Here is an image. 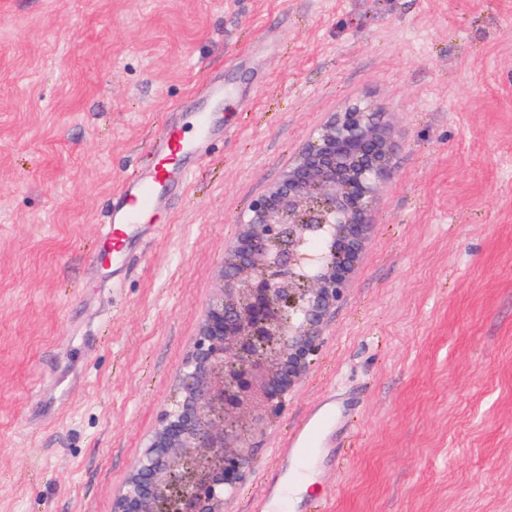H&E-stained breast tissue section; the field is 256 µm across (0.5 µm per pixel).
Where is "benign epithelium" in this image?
I'll return each instance as SVG.
<instances>
[{
	"label": "benign epithelium",
	"mask_w": 512,
	"mask_h": 512,
	"mask_svg": "<svg viewBox=\"0 0 512 512\" xmlns=\"http://www.w3.org/2000/svg\"><path fill=\"white\" fill-rule=\"evenodd\" d=\"M392 132L363 100L334 112L282 179L250 205L221 294L178 374V392L114 496L112 512H224L253 438L285 406L349 286Z\"/></svg>",
	"instance_id": "obj_1"
}]
</instances>
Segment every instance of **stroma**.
I'll return each mask as SVG.
<instances>
[{
	"label": "stroma",
	"mask_w": 512,
	"mask_h": 512,
	"mask_svg": "<svg viewBox=\"0 0 512 512\" xmlns=\"http://www.w3.org/2000/svg\"><path fill=\"white\" fill-rule=\"evenodd\" d=\"M215 83L207 156L97 263L122 183ZM357 99L389 176L224 512L330 398L327 512H512V0H0V512H112L240 216Z\"/></svg>",
	"instance_id": "obj_1"
}]
</instances>
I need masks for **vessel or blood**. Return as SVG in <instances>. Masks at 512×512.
I'll use <instances>...</instances> for the list:
<instances>
[{
    "instance_id": "b4317fda",
    "label": "vessel or blood",
    "mask_w": 512,
    "mask_h": 512,
    "mask_svg": "<svg viewBox=\"0 0 512 512\" xmlns=\"http://www.w3.org/2000/svg\"><path fill=\"white\" fill-rule=\"evenodd\" d=\"M193 138L187 139L178 131L156 141L151 149L157 164L143 171L137 178L127 181L121 189L118 204L109 216L108 241L113 260H120L132 248L143 217L151 211L156 199L171 184L172 168L177 161L200 156L214 128V115L208 111L193 113ZM336 408L326 405L297 427L287 440L289 457L298 470H306L313 461L323 432L336 422Z\"/></svg>"
}]
</instances>
